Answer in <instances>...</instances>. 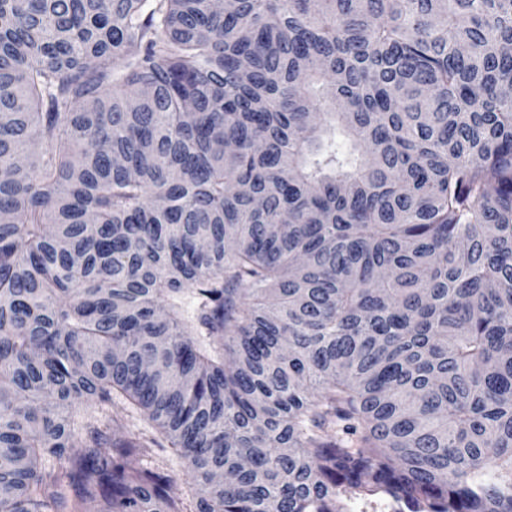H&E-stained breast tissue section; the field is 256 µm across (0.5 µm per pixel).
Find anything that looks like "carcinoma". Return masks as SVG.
I'll return each mask as SVG.
<instances>
[{"instance_id": "obj_1", "label": "carcinoma", "mask_w": 512, "mask_h": 512, "mask_svg": "<svg viewBox=\"0 0 512 512\" xmlns=\"http://www.w3.org/2000/svg\"><path fill=\"white\" fill-rule=\"evenodd\" d=\"M0 168V512H512V0H0ZM81 413L86 417L83 424L88 423V427H84V434L95 427L108 433L114 432L115 436L146 444L149 447L147 451L151 465L173 479L176 489L182 492L185 507L194 510L195 500L190 493L193 478L187 460L168 447L167 442L139 410L118 399L112 403H100L92 399L83 406ZM116 425L119 426L118 431ZM152 439L156 442L152 443Z\"/></svg>"}]
</instances>
